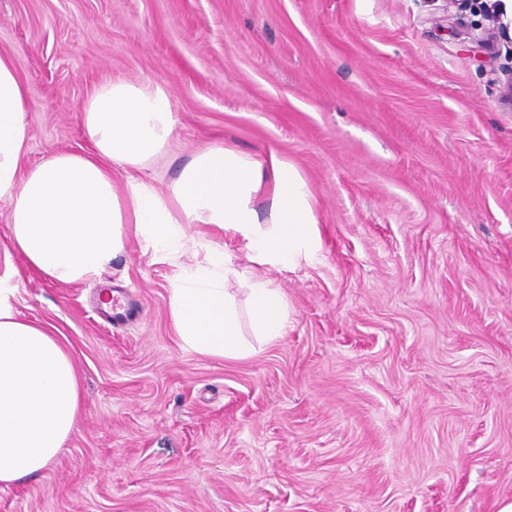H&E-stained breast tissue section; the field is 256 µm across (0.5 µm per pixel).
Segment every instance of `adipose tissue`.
<instances>
[{"instance_id":"ef3b65f1","label":"adipose tissue","mask_w":512,"mask_h":512,"mask_svg":"<svg viewBox=\"0 0 512 512\" xmlns=\"http://www.w3.org/2000/svg\"><path fill=\"white\" fill-rule=\"evenodd\" d=\"M26 91L9 57L0 55V201L13 249L44 279H98L135 234L176 266L170 320L182 344L199 354L243 358L235 304L227 292L240 277L236 254L260 265L294 268L320 248L312 193L298 169L270 154L258 160L232 147L197 153L168 191L134 177L159 156L177 123L167 85L144 79L111 81L83 103L90 155L56 153L31 167L24 161L31 128ZM206 224L225 246L204 245L187 266L180 258L186 230ZM18 272L0 264V487L50 467L81 410V380L69 349L48 327L16 308ZM257 335L272 343L288 327L290 308L272 280L249 290Z\"/></svg>"}]
</instances>
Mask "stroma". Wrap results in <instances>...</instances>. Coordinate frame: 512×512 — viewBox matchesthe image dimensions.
Returning a JSON list of instances; mask_svg holds the SVG:
<instances>
[{
	"label": "stroma",
	"instance_id": "stroma-1",
	"mask_svg": "<svg viewBox=\"0 0 512 512\" xmlns=\"http://www.w3.org/2000/svg\"><path fill=\"white\" fill-rule=\"evenodd\" d=\"M446 0H0L25 87L27 165L93 150L80 107L108 80L173 93L141 177L166 188L223 143L307 181L314 263L249 265L291 309L215 358L169 315L174 269L130 237L100 279L20 255L21 316L80 373L57 460L0 512H499L512 503V31Z\"/></svg>",
	"mask_w": 512,
	"mask_h": 512
}]
</instances>
